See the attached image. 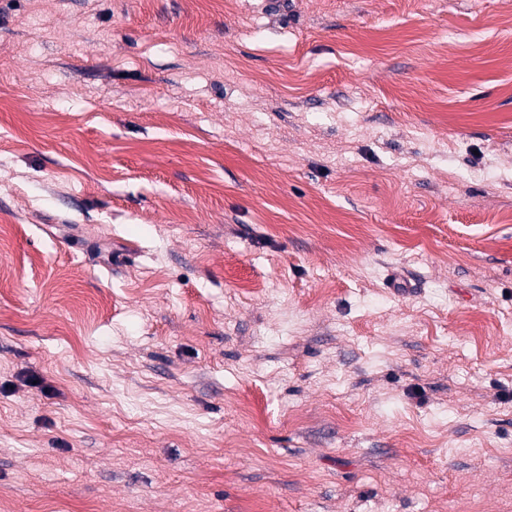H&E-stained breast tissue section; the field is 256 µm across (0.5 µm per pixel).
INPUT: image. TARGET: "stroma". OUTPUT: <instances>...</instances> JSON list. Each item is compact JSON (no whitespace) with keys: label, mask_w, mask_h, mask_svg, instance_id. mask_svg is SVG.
Returning <instances> with one entry per match:
<instances>
[{"label":"stroma","mask_w":512,"mask_h":512,"mask_svg":"<svg viewBox=\"0 0 512 512\" xmlns=\"http://www.w3.org/2000/svg\"><path fill=\"white\" fill-rule=\"evenodd\" d=\"M512 512V0H0V512Z\"/></svg>","instance_id":"stroma-1"}]
</instances>
